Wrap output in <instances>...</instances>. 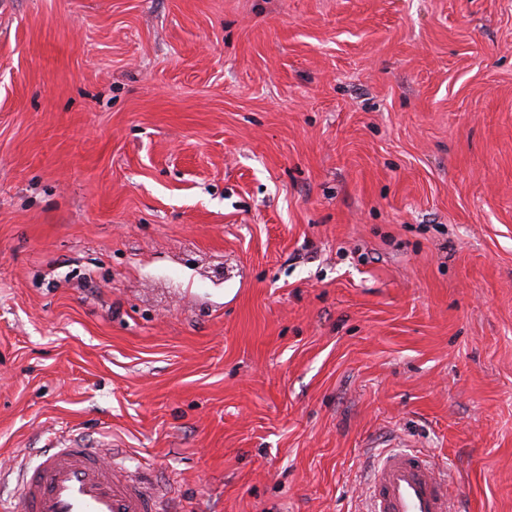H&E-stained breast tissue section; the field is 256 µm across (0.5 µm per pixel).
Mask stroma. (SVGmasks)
I'll use <instances>...</instances> for the list:
<instances>
[{
	"label": "stroma",
	"instance_id": "35a3bbf8",
	"mask_svg": "<svg viewBox=\"0 0 512 512\" xmlns=\"http://www.w3.org/2000/svg\"><path fill=\"white\" fill-rule=\"evenodd\" d=\"M180 512H512V0H0V475ZM23 512H174L172 500L102 448L79 440L41 448L15 476ZM451 484L450 474L428 457L390 452L374 466L364 512H460V497L450 492Z\"/></svg>",
	"mask_w": 512,
	"mask_h": 512
}]
</instances>
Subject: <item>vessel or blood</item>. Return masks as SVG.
<instances>
[{
    "label": "vessel or blood",
    "instance_id": "b4317fda",
    "mask_svg": "<svg viewBox=\"0 0 512 512\" xmlns=\"http://www.w3.org/2000/svg\"><path fill=\"white\" fill-rule=\"evenodd\" d=\"M15 481L22 512H175L152 482L77 440L40 449ZM451 484L450 475L428 457L390 452L372 471L366 512H461Z\"/></svg>",
    "mask_w": 512,
    "mask_h": 512
}]
</instances>
